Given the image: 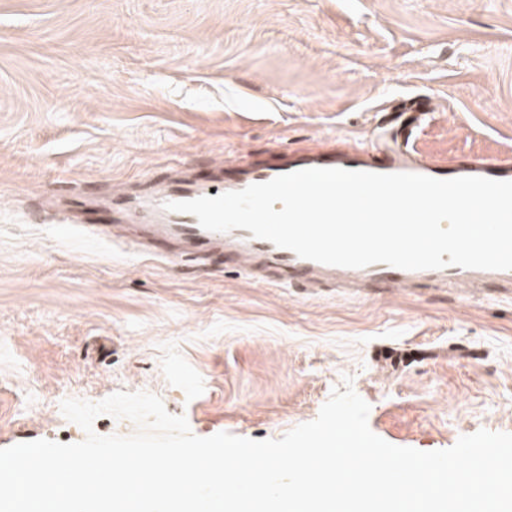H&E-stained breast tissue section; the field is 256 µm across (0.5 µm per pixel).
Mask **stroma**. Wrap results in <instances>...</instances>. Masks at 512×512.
<instances>
[{
	"label": "stroma",
	"instance_id": "35a3bbf8",
	"mask_svg": "<svg viewBox=\"0 0 512 512\" xmlns=\"http://www.w3.org/2000/svg\"><path fill=\"white\" fill-rule=\"evenodd\" d=\"M413 104L422 151L512 163V0H0V448L81 442L54 406L119 391L276 439L347 380L398 446L512 433V299L312 296L86 235L114 189L357 143Z\"/></svg>",
	"mask_w": 512,
	"mask_h": 512
}]
</instances>
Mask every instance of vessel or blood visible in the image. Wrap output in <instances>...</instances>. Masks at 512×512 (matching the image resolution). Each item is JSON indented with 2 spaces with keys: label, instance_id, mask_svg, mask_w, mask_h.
Instances as JSON below:
<instances>
[{
  "label": "vessel or blood",
  "instance_id": "obj_1",
  "mask_svg": "<svg viewBox=\"0 0 512 512\" xmlns=\"http://www.w3.org/2000/svg\"><path fill=\"white\" fill-rule=\"evenodd\" d=\"M422 116L412 113L401 126L402 141L391 147L360 142L339 151L311 150L283 152L269 161L248 167L225 164L224 176L208 181L181 180L154 184L141 199L123 198L113 203L116 211H126L130 220L149 219L146 235L133 239L135 247L147 252L155 242L180 244V257L199 256L219 251L237 268L254 277L272 272L282 287L332 288L337 294L358 297L366 288H450L459 292L496 284L502 293H512V270L493 271L447 266L434 270H403L386 264L351 269L330 266L298 257L291 250L253 237L246 229L217 233L202 229L195 216L167 210L172 201L195 199L210 193L239 191L277 176L308 168H340L377 173H416L437 179L481 176L512 180V164L498 159L461 155L437 157L420 152L414 145L415 132Z\"/></svg>",
  "mask_w": 512,
  "mask_h": 512
}]
</instances>
